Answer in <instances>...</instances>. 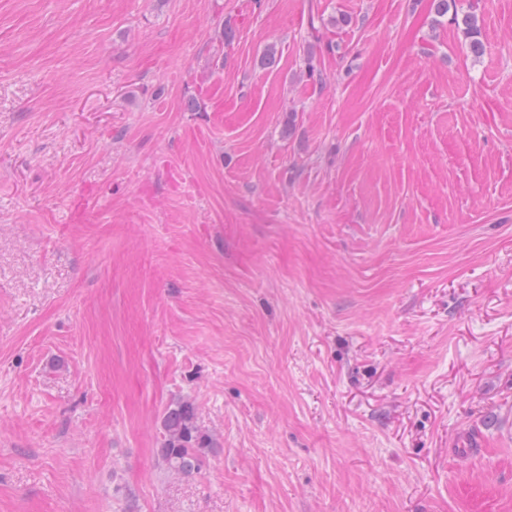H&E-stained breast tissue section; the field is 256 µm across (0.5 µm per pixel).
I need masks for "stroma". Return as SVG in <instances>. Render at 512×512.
Masks as SVG:
<instances>
[{"label":"stroma","instance_id":"stroma-1","mask_svg":"<svg viewBox=\"0 0 512 512\" xmlns=\"http://www.w3.org/2000/svg\"><path fill=\"white\" fill-rule=\"evenodd\" d=\"M456 8L0 0V512H512V0ZM196 407L189 401L170 405L163 416L164 441L160 459L171 471L187 474L194 470L202 448H209V438L196 425Z\"/></svg>","mask_w":512,"mask_h":512}]
</instances>
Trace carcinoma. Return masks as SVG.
I'll list each match as a JSON object with an SVG mask.
<instances>
[{"label": "carcinoma", "instance_id": "carcinoma-1", "mask_svg": "<svg viewBox=\"0 0 512 512\" xmlns=\"http://www.w3.org/2000/svg\"><path fill=\"white\" fill-rule=\"evenodd\" d=\"M463 33L470 38V49L477 54L482 49L480 30L473 12L461 18ZM196 407L189 401L170 405L163 416L164 441L160 448V459L164 466L174 472L187 474L194 470L195 459L210 441L196 425Z\"/></svg>", "mask_w": 512, "mask_h": 512}]
</instances>
